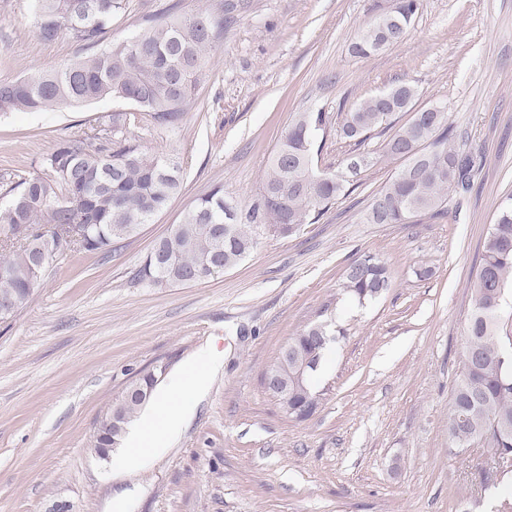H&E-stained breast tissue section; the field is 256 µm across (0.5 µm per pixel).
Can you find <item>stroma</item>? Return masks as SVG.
Wrapping results in <instances>:
<instances>
[{
  "mask_svg": "<svg viewBox=\"0 0 512 512\" xmlns=\"http://www.w3.org/2000/svg\"><path fill=\"white\" fill-rule=\"evenodd\" d=\"M172 0H125L108 40L131 38ZM224 37L181 124L144 125L141 148L178 165L184 190L140 234L106 254L56 262L10 325L0 324V512H498L512 470L485 485L483 448L450 447L448 408L484 237L512 203V0H417L404 39L359 57L358 32L395 0H235ZM68 36L40 41L30 0H0V79L54 70L77 53ZM411 80L417 107L448 114L453 147L475 161L469 193L448 213L371 224L374 193L399 160L383 125L362 145L346 112ZM131 106L0 114V182L39 163L57 141ZM323 112L319 167L345 171L342 197L291 236L260 234L239 265L190 286L151 287L136 269L169 225L215 187L236 207L256 199L268 162L297 113ZM371 253L391 286L358 303L345 267ZM336 340L307 420L265 391L264 374L306 325ZM224 354L180 434L161 454L117 469L91 450L112 402L144 373L159 387L200 349Z\"/></svg>",
  "mask_w": 512,
  "mask_h": 512,
  "instance_id": "35a3bbf8",
  "label": "stroma"
}]
</instances>
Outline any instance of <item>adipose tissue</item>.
Instances as JSON below:
<instances>
[{
	"label": "adipose tissue",
	"mask_w": 512,
	"mask_h": 512,
	"mask_svg": "<svg viewBox=\"0 0 512 512\" xmlns=\"http://www.w3.org/2000/svg\"><path fill=\"white\" fill-rule=\"evenodd\" d=\"M223 366L222 356L209 350L187 359L159 393L155 406L130 429L126 437L127 450L116 459V466L132 468L161 453L179 435L188 417L190 403L203 397L210 378Z\"/></svg>",
	"instance_id": "1"
}]
</instances>
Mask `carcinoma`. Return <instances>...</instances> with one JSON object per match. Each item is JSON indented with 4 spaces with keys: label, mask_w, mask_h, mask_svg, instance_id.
Wrapping results in <instances>:
<instances>
[{
    "label": "carcinoma",
    "mask_w": 512,
    "mask_h": 512,
    "mask_svg": "<svg viewBox=\"0 0 512 512\" xmlns=\"http://www.w3.org/2000/svg\"><path fill=\"white\" fill-rule=\"evenodd\" d=\"M37 37L44 42L67 34L82 55L50 72L0 80V112L79 107L120 98L132 112H114L82 124L60 138L37 168L18 175L0 206V234L11 241L0 254V297L25 307L52 263L75 251L107 253L139 234L182 190L180 168L140 148L129 137L143 124L174 127L183 118L205 76L208 54L224 34V13L236 8L219 0L185 10L176 3L146 19L130 40L105 43L122 0H32ZM380 50L378 35L361 30L352 52L368 57ZM417 86L403 80L386 103L360 101L344 117L342 132L361 138L400 112L411 117L385 145L405 160L372 198V224H409L420 215L447 211L448 192L465 185L469 158L448 148V113L435 122L417 121ZM326 114L295 116L262 179L257 201L230 217L224 189L198 198L182 221L172 224L138 267L135 277L150 286H186L238 265L256 246L259 232L287 237L319 217L340 197L346 179L311 176L317 165L313 131ZM390 286L387 266L372 254L344 270V290L358 302L374 300ZM512 289V204L503 206L489 228L472 292L468 348L476 355L458 376L448 411L450 447L486 449L497 464L512 467V324L494 315L497 301ZM326 321L304 327L288 341V360L277 356L269 370L282 391L271 392L295 421L317 410L315 380L330 341ZM158 382L147 372L133 380L100 422L92 451L109 458L126 426L149 402Z\"/></svg>",
    "instance_id": "carcinoma-1"
}]
</instances>
